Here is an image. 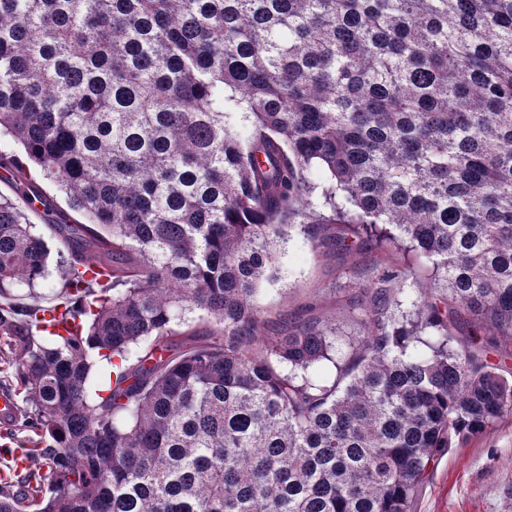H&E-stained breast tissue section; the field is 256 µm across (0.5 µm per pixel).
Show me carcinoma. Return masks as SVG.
Segmentation results:
<instances>
[{"label":"carcinoma","instance_id":"cac0c4a2","mask_svg":"<svg viewBox=\"0 0 512 512\" xmlns=\"http://www.w3.org/2000/svg\"><path fill=\"white\" fill-rule=\"evenodd\" d=\"M1 135L84 221L47 225L43 306L49 250L0 194L49 469L1 473L0 512H410L512 415V0H0ZM291 224L373 257L340 348L254 301ZM196 310L218 330H177Z\"/></svg>","mask_w":512,"mask_h":512}]
</instances>
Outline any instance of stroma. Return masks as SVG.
<instances>
[{
	"label": "stroma",
	"mask_w": 512,
	"mask_h": 512,
	"mask_svg": "<svg viewBox=\"0 0 512 512\" xmlns=\"http://www.w3.org/2000/svg\"><path fill=\"white\" fill-rule=\"evenodd\" d=\"M276 249L274 275L256 295L267 317L308 308L349 334L342 289L370 256L313 248L296 226L286 229ZM411 512H512V418L432 463Z\"/></svg>",
	"instance_id": "35a3bbf8"
}]
</instances>
